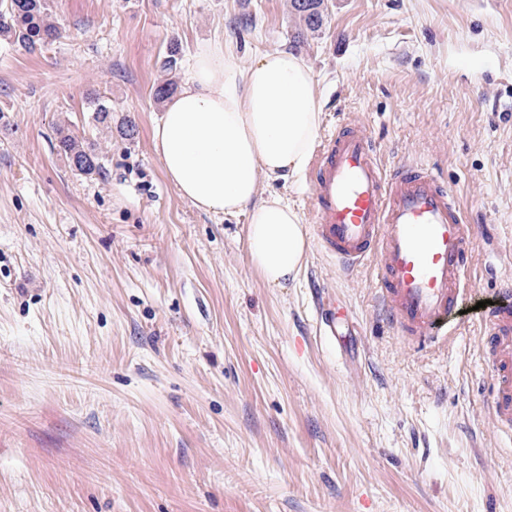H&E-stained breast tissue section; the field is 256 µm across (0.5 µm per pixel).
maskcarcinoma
Returning <instances> with one entry per match:
<instances>
[{
  "mask_svg": "<svg viewBox=\"0 0 512 512\" xmlns=\"http://www.w3.org/2000/svg\"><path fill=\"white\" fill-rule=\"evenodd\" d=\"M54 0H13L12 10L0 11V41L17 44L25 49L51 43L62 34L56 21ZM290 7L304 26L312 31L322 26L324 0H290ZM178 47H170L161 68L164 78L157 83L154 95L162 101L176 88L173 73L178 67ZM89 108L96 125L112 133V105L100 96L89 97ZM58 151L67 159L71 169L84 176H103L107 156L101 144L80 138L63 123L56 129Z\"/></svg>",
  "mask_w": 512,
  "mask_h": 512,
  "instance_id": "1",
  "label": "carcinoma"
}]
</instances>
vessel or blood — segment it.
Instances as JSON below:
<instances>
[{"instance_id":"1","label":"vessel or blood","mask_w":512,"mask_h":512,"mask_svg":"<svg viewBox=\"0 0 512 512\" xmlns=\"http://www.w3.org/2000/svg\"><path fill=\"white\" fill-rule=\"evenodd\" d=\"M309 183L320 248L348 269L375 261L388 319L408 345L446 337L471 244V227L448 182L406 162L386 174L364 127L351 123L325 141ZM485 331L498 370L512 371V306L489 309ZM493 410L499 430L511 433L512 384L498 387Z\"/></svg>"}]
</instances>
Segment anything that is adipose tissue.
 <instances>
[{"label": "adipose tissue", "instance_id": "ef3b65f1", "mask_svg": "<svg viewBox=\"0 0 512 512\" xmlns=\"http://www.w3.org/2000/svg\"><path fill=\"white\" fill-rule=\"evenodd\" d=\"M320 123L317 80L301 56L275 50L242 68L216 39L192 56L182 89L152 129L180 196L207 212H248L250 256L273 287L297 278L309 246L298 211L281 197H260L258 176L300 173Z\"/></svg>", "mask_w": 512, "mask_h": 512}]
</instances>
